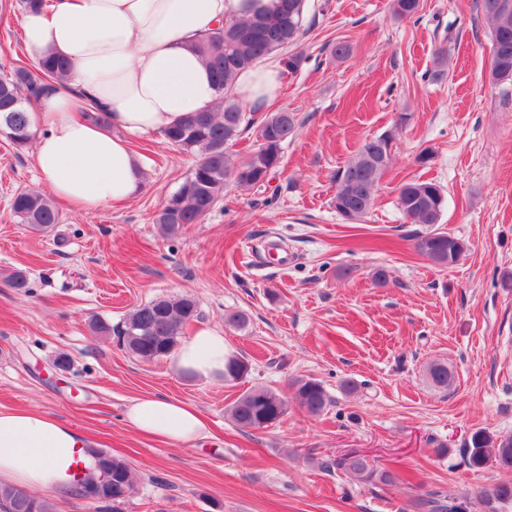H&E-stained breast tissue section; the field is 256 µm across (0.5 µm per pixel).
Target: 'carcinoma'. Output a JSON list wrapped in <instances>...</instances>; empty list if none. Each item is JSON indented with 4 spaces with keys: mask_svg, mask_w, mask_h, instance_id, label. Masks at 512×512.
Segmentation results:
<instances>
[{
    "mask_svg": "<svg viewBox=\"0 0 512 512\" xmlns=\"http://www.w3.org/2000/svg\"><path fill=\"white\" fill-rule=\"evenodd\" d=\"M422 8L421 0H392V12L399 20L410 19ZM306 0H278L273 10H256L243 19L221 24L203 34L195 43L221 95L211 109L192 112L182 121L162 131L165 140L196 157L189 175L168 198L155 222L165 236H177L187 225L199 223L224 198L230 183L256 186L267 181L280 167L282 144L294 134L296 118L286 110L264 116L257 125V148L239 165L230 161L228 147L240 136L242 126L253 124L236 101L228 98L237 73L275 51H286L301 34ZM482 12L492 26L493 67L491 80L512 81V0H482ZM53 78L65 88L68 64L45 57L29 68L19 64L0 75V135L17 147L31 139L27 106L39 99L46 81ZM395 134L392 132L364 140L355 155L336 173L333 206L345 220L359 221L371 208L378 183L392 161ZM398 206L413 224H424L418 250L439 266H451L464 251L462 240L437 231L445 209L446 193L432 181H409L398 189ZM11 211L35 232L44 233L59 223V213L42 192L26 189L13 195ZM199 315L198 304L190 296L159 298L144 304L114 325L102 318L91 322L94 332L115 335L124 341L133 356L156 361L168 357L180 343L182 328ZM249 373V364L232 355L224 366V381L234 382ZM426 376L439 389L451 386L452 368L432 362ZM300 406L310 415L321 414L331 403L321 382L295 381ZM234 422L243 429H266L282 420L288 402L272 388H250L229 409ZM102 466L84 475L85 482L111 479L112 512H120L135 487L126 460L112 455ZM467 463L474 469L496 464L512 469V433L493 435L484 429L473 432L468 442ZM344 472L366 483H390L392 475L374 468L367 459L350 453L336 461ZM480 500L485 512H502L512 504V483H495L483 488ZM0 506L6 512H54L53 503L27 489L0 485Z\"/></svg>",
    "mask_w": 512,
    "mask_h": 512,
    "instance_id": "cac0c4a2",
    "label": "carcinoma"
}]
</instances>
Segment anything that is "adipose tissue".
<instances>
[{
    "mask_svg": "<svg viewBox=\"0 0 512 512\" xmlns=\"http://www.w3.org/2000/svg\"><path fill=\"white\" fill-rule=\"evenodd\" d=\"M276 0H49L25 13L21 36L34 58L66 59L67 88L48 83L36 112L34 161L41 181L58 200L93 210L131 199L142 187V167L130 136L149 135L189 113L210 108L219 96L194 44L218 22L253 5ZM281 68L254 63L231 90L251 108L271 106L280 94ZM102 107L111 127L85 118ZM229 353L221 331L200 328L172 358L174 367L199 378L223 374ZM126 418L137 432L172 443L200 439V414L176 400L152 395L131 401ZM83 433L37 411H0V484L59 491L78 479L75 461L92 468Z\"/></svg>",
    "mask_w": 512,
    "mask_h": 512,
    "instance_id": "adipose-tissue-1",
    "label": "adipose tissue"
}]
</instances>
